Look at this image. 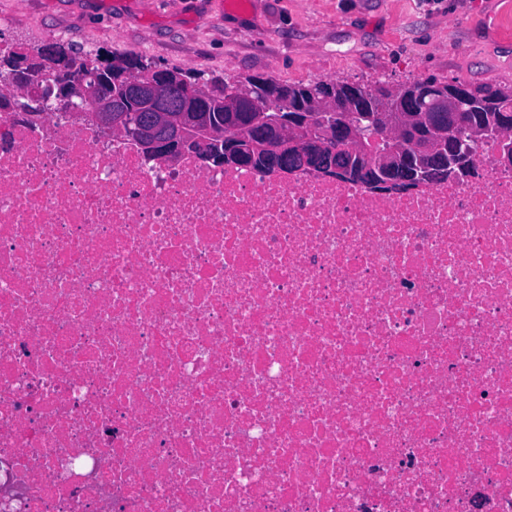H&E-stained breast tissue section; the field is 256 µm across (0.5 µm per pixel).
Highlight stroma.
Listing matches in <instances>:
<instances>
[{
  "mask_svg": "<svg viewBox=\"0 0 512 512\" xmlns=\"http://www.w3.org/2000/svg\"><path fill=\"white\" fill-rule=\"evenodd\" d=\"M0 37L206 77L512 85V0H0Z\"/></svg>",
  "mask_w": 512,
  "mask_h": 512,
  "instance_id": "obj_1",
  "label": "stroma"
}]
</instances>
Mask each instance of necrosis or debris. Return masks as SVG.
Segmentation results:
<instances>
[{"mask_svg":"<svg viewBox=\"0 0 512 512\" xmlns=\"http://www.w3.org/2000/svg\"><path fill=\"white\" fill-rule=\"evenodd\" d=\"M0 512H512V165L283 180L0 110Z\"/></svg>","mask_w":512,"mask_h":512,"instance_id":"4bbe7bcc","label":"necrosis or debris"}]
</instances>
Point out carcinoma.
Here are the masks:
<instances>
[{
	"instance_id": "1",
	"label": "carcinoma",
	"mask_w": 512,
	"mask_h": 512,
	"mask_svg": "<svg viewBox=\"0 0 512 512\" xmlns=\"http://www.w3.org/2000/svg\"><path fill=\"white\" fill-rule=\"evenodd\" d=\"M53 58L39 57L37 49L20 48L7 55L0 54V73L8 72L14 81L32 87V98L40 101L44 81L32 84L31 75L44 74L49 70L58 73L64 83L63 98L54 109H69L81 97L73 83L85 77L87 65L103 60L99 78L107 86L123 93L126 75L144 67L145 60L136 54H120L102 58L74 44H56ZM212 86V98L208 104L211 124L224 123V115L234 107V101L224 100L223 78L207 79ZM280 95L288 100L285 114L301 119L320 110L331 101L345 104L341 112H334L329 119L335 123L348 122L360 131L369 132L371 117L381 113L401 127L400 138L391 142L383 140L374 145L369 140L356 141L342 150L343 167L347 171L341 178L360 181L368 185L385 182H402L415 186L450 177L468 175L474 168L475 157L461 155L465 145H475L473 137H481L480 143L495 141L496 128L504 104L512 105V86L464 84L467 98L463 119L448 127V113L458 105L457 82L442 83L425 79L404 84L374 81L369 84L317 81L313 83H277ZM385 155L384 164L375 157Z\"/></svg>"
}]
</instances>
